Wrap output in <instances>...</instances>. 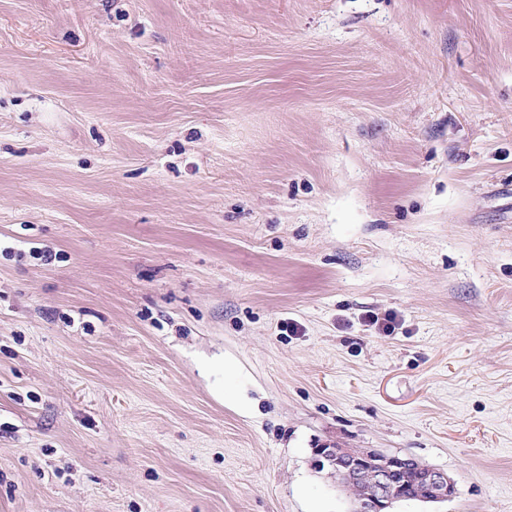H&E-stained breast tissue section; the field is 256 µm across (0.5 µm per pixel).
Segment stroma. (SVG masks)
Listing matches in <instances>:
<instances>
[{"label":"stroma","mask_w":512,"mask_h":512,"mask_svg":"<svg viewBox=\"0 0 512 512\" xmlns=\"http://www.w3.org/2000/svg\"><path fill=\"white\" fill-rule=\"evenodd\" d=\"M336 446L512 512V0H0V512H350ZM421 470L423 479L429 486L432 497L431 500L442 501L451 498L453 490V482L448 478V474L433 468H427Z\"/></svg>","instance_id":"35a3bbf8"}]
</instances>
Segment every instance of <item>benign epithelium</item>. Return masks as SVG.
Masks as SVG:
<instances>
[{
	"label": "benign epithelium",
	"mask_w": 512,
	"mask_h": 512,
	"mask_svg": "<svg viewBox=\"0 0 512 512\" xmlns=\"http://www.w3.org/2000/svg\"><path fill=\"white\" fill-rule=\"evenodd\" d=\"M316 453L318 466L330 464L337 474L351 482L363 476L371 479L374 494L354 504L355 512H387L392 502L399 499L397 491L392 489V476L404 469L406 458L385 455L372 449L359 455L349 448H318ZM422 475L429 486L432 500L442 501L452 497L453 485L447 473L427 468Z\"/></svg>",
	"instance_id": "benign-epithelium-1"
}]
</instances>
